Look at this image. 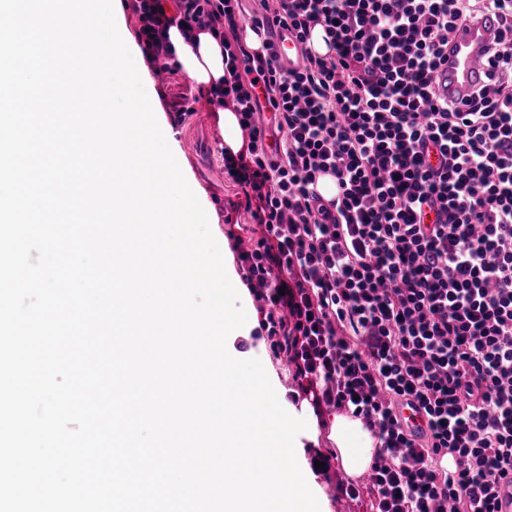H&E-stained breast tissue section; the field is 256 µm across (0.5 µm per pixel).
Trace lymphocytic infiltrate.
<instances>
[{
    "instance_id": "lymphocytic-infiltrate-1",
    "label": "lymphocytic infiltrate",
    "mask_w": 512,
    "mask_h": 512,
    "mask_svg": "<svg viewBox=\"0 0 512 512\" xmlns=\"http://www.w3.org/2000/svg\"><path fill=\"white\" fill-rule=\"evenodd\" d=\"M240 2L127 6L149 62L173 58L174 26L224 39L243 135L224 171L261 229L238 252L259 326L315 416L344 411L375 438L373 512H495L512 473V0H258L248 17ZM485 17L486 83L442 98L449 42ZM245 23L285 31L303 66L250 49ZM317 26L330 55L308 44ZM326 172L337 199L318 191Z\"/></svg>"
}]
</instances>
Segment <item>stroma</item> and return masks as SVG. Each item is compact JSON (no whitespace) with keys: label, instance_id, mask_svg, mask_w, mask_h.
<instances>
[{"label":"stroma","instance_id":"35a3bbf8","mask_svg":"<svg viewBox=\"0 0 512 512\" xmlns=\"http://www.w3.org/2000/svg\"><path fill=\"white\" fill-rule=\"evenodd\" d=\"M154 91L153 101L158 111L163 112L166 119L172 120L177 132L182 151L178 159L179 164L183 165L191 179L204 190L208 202L216 211L219 224L212 231L214 238L220 241L227 237L230 225L234 222L243 224L242 238H250L251 233L247 231L246 226L251 223L252 217L245 209L244 195L240 186L224 172V141L221 137L217 109L194 111L188 113L183 121H175V111L183 98L193 96L202 101L207 98L206 93L178 68L166 71L164 80L155 83ZM201 127L205 128L209 143L208 166L203 170L195 165L188 142L193 131ZM227 348L240 359H260L281 405L291 403L294 390L292 374L284 360L272 352L264 331L255 327L250 331L228 337Z\"/></svg>","mask_w":512,"mask_h":512}]
</instances>
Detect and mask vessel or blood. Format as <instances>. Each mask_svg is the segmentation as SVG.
<instances>
[{
  "instance_id": "1",
  "label": "vessel or blood",
  "mask_w": 512,
  "mask_h": 512,
  "mask_svg": "<svg viewBox=\"0 0 512 512\" xmlns=\"http://www.w3.org/2000/svg\"><path fill=\"white\" fill-rule=\"evenodd\" d=\"M496 29V21L489 18L464 24L458 29L454 41L448 48V62L436 73V81L441 92L457 98L465 96L474 87L481 85V61L492 44ZM292 48L291 41L278 35L271 38L264 52L268 55H277L285 67L294 69L299 67L302 58L294 54Z\"/></svg>"
}]
</instances>
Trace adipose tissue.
Here are the masks:
<instances>
[{
  "label": "adipose tissue",
  "instance_id": "ef3b65f1",
  "mask_svg": "<svg viewBox=\"0 0 512 512\" xmlns=\"http://www.w3.org/2000/svg\"><path fill=\"white\" fill-rule=\"evenodd\" d=\"M169 37L175 48V59L186 75L197 85L211 90L224 84V41L211 32L195 33L185 40L178 27H171ZM328 438L336 448L343 472L358 476L375 455V441L360 420L342 413L333 414Z\"/></svg>",
  "mask_w": 512,
  "mask_h": 512
}]
</instances>
